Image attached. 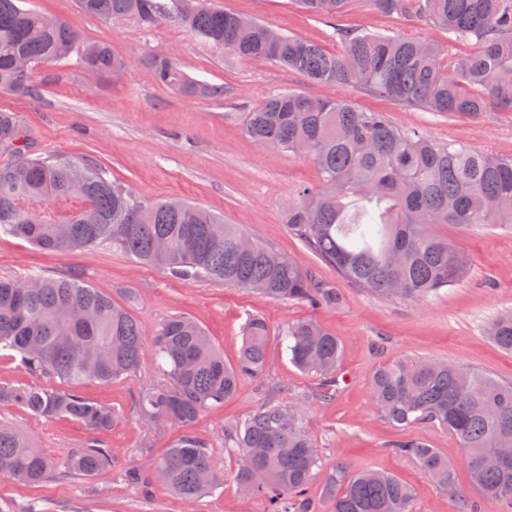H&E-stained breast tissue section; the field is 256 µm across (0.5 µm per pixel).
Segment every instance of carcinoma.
<instances>
[{
  "label": "carcinoma",
  "instance_id": "carcinoma-1",
  "mask_svg": "<svg viewBox=\"0 0 512 512\" xmlns=\"http://www.w3.org/2000/svg\"><path fill=\"white\" fill-rule=\"evenodd\" d=\"M0 0V91L36 96V67L65 63L78 36L63 19ZM304 11L341 14L347 0H297ZM186 0H78L87 15L104 22L127 17L146 27L173 22L241 60L264 59L321 85L357 84L378 97L453 117L512 111V0H372L380 11L419 13L457 41L476 49L443 62L438 45L415 38L345 33L341 50L288 34L239 40L240 15L207 5L187 11ZM80 65L118 75L123 59L103 44L84 46ZM155 80L190 95L220 98L224 88L186 77L172 59L156 56ZM246 134L316 162L319 186H299L288 198V229L341 278L378 297L424 299L467 274L464 255L433 232L437 224L468 229L477 224L512 226V156H492L439 143L393 125L381 112L340 98L280 93L249 113ZM19 116L0 110V145L21 149ZM0 233L48 251L93 248L110 242L144 263L182 280L198 278L245 288L264 297L336 305V289L294 259L237 225L177 197L138 200L89 159L26 156L0 165ZM489 336L512 352V314L497 317ZM289 360L330 387L340 361L336 336L313 319L284 330ZM269 343L266 324L247 322L237 361L224 363L196 321L178 316L159 329L155 346L163 379L140 392L142 415L163 425L190 427L209 407L231 398L242 377L262 376ZM29 373L63 387L0 385V405L33 415L69 418L90 431L112 427L111 408L82 396L87 380L107 383L138 368L144 341L138 321L112 298L76 276L0 277V351ZM373 403L394 425L434 424L464 449L479 497L455 489V512H482L493 499L512 512V384L462 365L402 358L378 368L370 380ZM224 452L239 458L236 480L266 499L268 512H319L308 488L319 466L305 429V412L268 402L224 430ZM398 456L415 458L438 484L455 483L448 459L417 437L393 444ZM112 450L89 439L62 463L45 455L15 428L0 423V478L38 484L60 468L92 477L109 465ZM187 502L217 485L209 441L191 431L146 471L128 481L149 486L155 474ZM326 512H410V489L378 470L352 473L343 465L320 490Z\"/></svg>",
  "mask_w": 512,
  "mask_h": 512
}]
</instances>
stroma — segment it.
I'll return each mask as SVG.
<instances>
[{
    "label": "stroma",
    "instance_id": "35a3bbf8",
    "mask_svg": "<svg viewBox=\"0 0 512 512\" xmlns=\"http://www.w3.org/2000/svg\"><path fill=\"white\" fill-rule=\"evenodd\" d=\"M211 2L275 31L314 41L331 53L341 48L340 29L413 37L439 45L450 56L473 50L472 44L450 40L426 19L381 12L370 0H348L343 13L333 18L307 14L295 0ZM21 5L67 21L79 44H107L126 64L117 77L90 73L73 61L41 66L33 73L36 96L0 93V109L21 120L28 155L87 158L138 199L174 196L223 214L334 287L339 302L314 309L205 279L178 280L108 243L48 252L0 235V276L80 277L137 319L145 343L137 370L109 383L91 380L79 387L81 395L116 412L108 430L94 433L66 418L0 406V420L56 460L93 437L112 450L111 463L90 478L61 474L36 485L0 480V512H25L32 503L42 512H266L267 501L247 494L236 481L238 461L224 452V430L268 401L298 403L305 409L307 431L319 454L318 477L308 489L311 497H318L323 476L342 463L354 472L376 469L397 476L413 490L411 512H454L447 493L416 460L392 453L393 442L409 435L448 458L459 488L477 496L464 451L448 432L430 424L408 431L394 426L373 404L369 383L378 367L406 356L453 362L512 382V354L487 334L499 315L512 312V229L480 225L463 231L437 225V233L466 256V278L423 301L376 297L340 278L284 222L292 191L318 182L314 159L260 148L246 135L245 122L248 111L269 96L296 91L348 99L438 142L512 155V112L494 110L475 118L426 112L356 85H320L266 60L237 59L173 23L146 28L132 18L104 22L82 13L77 0H21ZM161 54L173 58L189 78L224 86L226 95L200 98L158 84L150 62ZM177 316L199 322L228 364L237 360L250 319H262L270 331L262 377L242 378L233 398L205 410L193 426L211 444L221 485L191 503L162 483L145 488L126 478L130 468L152 467L182 433L178 426L147 423L136 402L140 390L162 377L154 341L162 324ZM307 318L333 332L342 345L334 395L328 400L315 396L321 376L294 366L280 341L288 324Z\"/></svg>",
    "mask_w": 512,
    "mask_h": 512
}]
</instances>
